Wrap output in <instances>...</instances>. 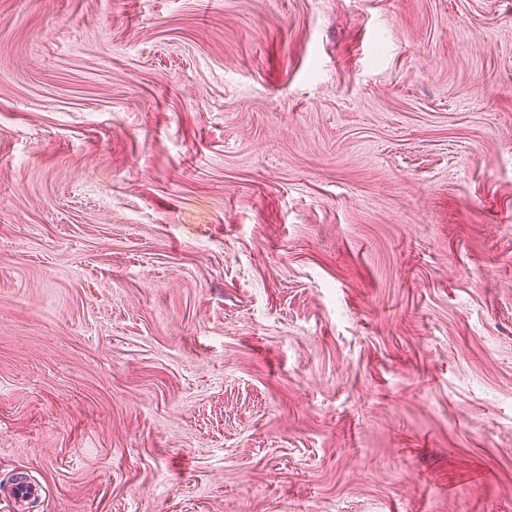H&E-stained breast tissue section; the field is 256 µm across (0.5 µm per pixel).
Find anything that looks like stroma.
<instances>
[{
    "mask_svg": "<svg viewBox=\"0 0 512 512\" xmlns=\"http://www.w3.org/2000/svg\"><path fill=\"white\" fill-rule=\"evenodd\" d=\"M0 512H512V0H0Z\"/></svg>",
    "mask_w": 512,
    "mask_h": 512,
    "instance_id": "stroma-1",
    "label": "stroma"
}]
</instances>
